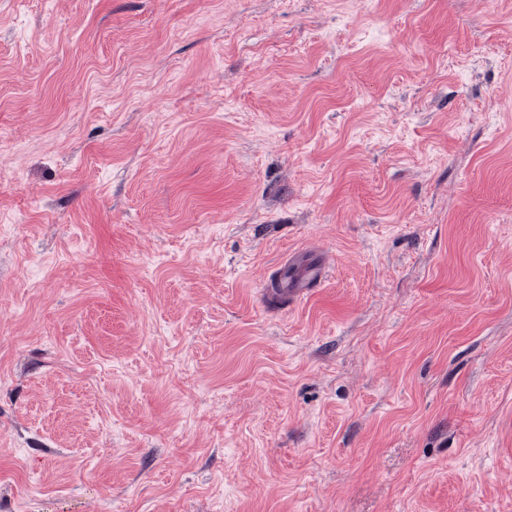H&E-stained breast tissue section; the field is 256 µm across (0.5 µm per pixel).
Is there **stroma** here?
I'll return each mask as SVG.
<instances>
[{
	"label": "stroma",
	"mask_w": 512,
	"mask_h": 512,
	"mask_svg": "<svg viewBox=\"0 0 512 512\" xmlns=\"http://www.w3.org/2000/svg\"><path fill=\"white\" fill-rule=\"evenodd\" d=\"M0 512H512V0H0ZM328 265L322 260L317 265L312 266L308 269L307 275L303 278H294V286L292 288H288L285 292H281L279 296L275 297L271 294L270 289L268 288L270 280L272 278V273L267 276V279L264 280V285L267 288V294L269 301L273 304L280 303L283 299L288 298V302H291L295 299L302 298L308 291V288L311 284H315L321 280H324L327 277Z\"/></svg>",
	"instance_id": "obj_1"
}]
</instances>
